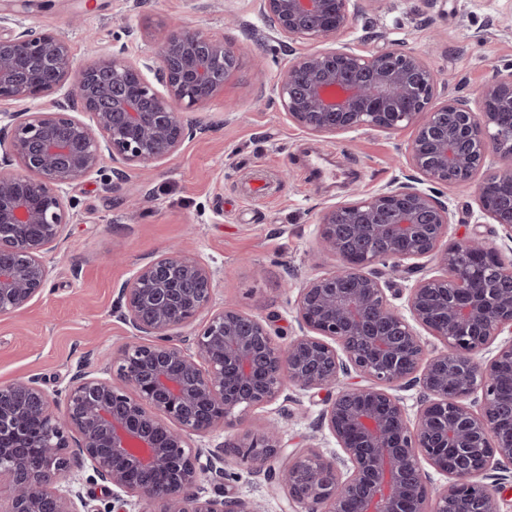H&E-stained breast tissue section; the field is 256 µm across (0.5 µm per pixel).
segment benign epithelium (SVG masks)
<instances>
[{
    "mask_svg": "<svg viewBox=\"0 0 512 512\" xmlns=\"http://www.w3.org/2000/svg\"><path fill=\"white\" fill-rule=\"evenodd\" d=\"M366 0H259L276 39L310 44L353 28ZM356 45L296 55L270 88L289 123L328 138L373 129L414 130L409 164L423 189L393 182L321 215V255L332 264L295 301L300 334L276 343L271 319L230 303L194 336L181 329L210 308L217 271L173 249L138 267L119 289L123 319L145 341L83 367L52 392L28 377L0 386V499L5 512H89L84 482L100 483L112 512H260L228 490L230 460L279 481L297 512H502L487 471L512 466V263L480 237L446 242L452 213L440 188L476 186L480 216L512 242V66L474 98L444 96L418 54ZM239 66L224 39L170 25L151 54L124 48L78 67L66 39L0 16V315L27 309L50 277L46 256L70 223L66 188L108 159L148 168L196 133L185 118L224 92ZM163 87H152L146 73ZM80 113L77 118L73 113ZM435 262L415 280L407 313L389 281L370 269ZM351 384L331 394L340 377ZM421 397L409 416L404 386ZM328 392L321 425L336 441L326 454L288 450L278 426L242 430L255 410L288 390ZM217 428L223 443L193 437ZM76 467L88 473L60 483ZM446 478L434 482L432 474Z\"/></svg>",
    "mask_w": 512,
    "mask_h": 512,
    "instance_id": "7a95c632",
    "label": "benign epithelium"
}]
</instances>
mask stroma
<instances>
[{"label":"stroma","instance_id":"35a3bbf8","mask_svg":"<svg viewBox=\"0 0 512 512\" xmlns=\"http://www.w3.org/2000/svg\"><path fill=\"white\" fill-rule=\"evenodd\" d=\"M0 14L65 36L79 66L118 47L127 58H142L150 51L147 30L174 19L223 37L240 60L223 96L193 113L202 133L172 156L121 178L107 162L68 188L71 222L48 255L45 291L25 312L0 316V384L33 376L51 391L80 366L134 342V330L116 312L118 290L174 245L218 270L217 302L273 319L276 342H287L298 332V289L318 271L322 211L410 171L411 130L315 138L288 122L261 87L307 46L269 39L256 0H144L140 7L135 0H0ZM394 27L452 93L473 92L494 69L512 64V0H372L344 39L361 38L375 52L389 47ZM305 146L325 157L337 179L307 182ZM257 180L270 193L252 200L247 190ZM113 182L119 190H110ZM444 199L453 211L449 239L478 235L502 245L499 226L480 220L474 186L445 189ZM323 408L321 397L295 392L288 402L257 409L246 425L259 430L276 422L289 448L327 452L336 442L320 425ZM223 487L262 512H285L283 489L246 465L227 464Z\"/></svg>","mask_w":512,"mask_h":512}]
</instances>
